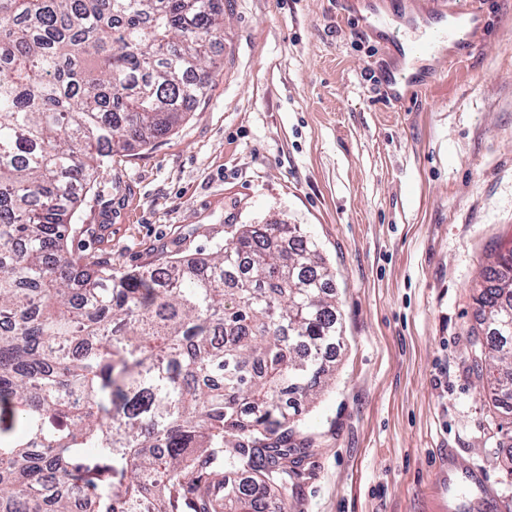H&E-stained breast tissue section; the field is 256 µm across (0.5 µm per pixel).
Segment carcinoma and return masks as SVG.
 Masks as SVG:
<instances>
[{"instance_id":"carcinoma-1","label":"carcinoma","mask_w":512,"mask_h":512,"mask_svg":"<svg viewBox=\"0 0 512 512\" xmlns=\"http://www.w3.org/2000/svg\"><path fill=\"white\" fill-rule=\"evenodd\" d=\"M224 0H0V512H282L342 325L297 225L116 274L68 249L103 158L206 97ZM477 375L512 397V251Z\"/></svg>"}]
</instances>
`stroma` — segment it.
<instances>
[{"label": "stroma", "instance_id": "stroma-1", "mask_svg": "<svg viewBox=\"0 0 512 512\" xmlns=\"http://www.w3.org/2000/svg\"><path fill=\"white\" fill-rule=\"evenodd\" d=\"M403 104L400 67L354 0H230L208 96L101 167L72 246L125 273L200 260L235 224H297L331 268L342 338L305 404L285 512H441L444 460L512 512V439L472 370L476 285L512 250V0Z\"/></svg>", "mask_w": 512, "mask_h": 512}]
</instances>
